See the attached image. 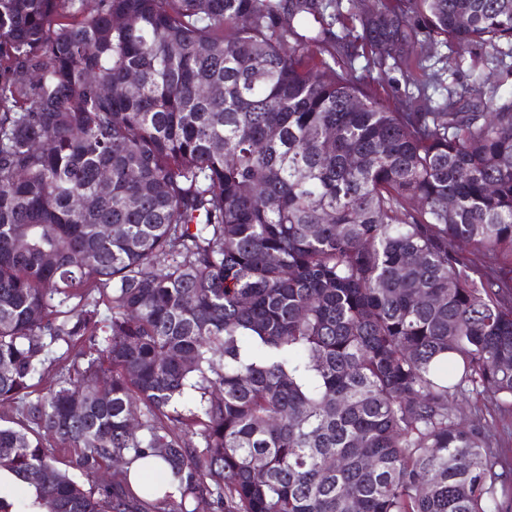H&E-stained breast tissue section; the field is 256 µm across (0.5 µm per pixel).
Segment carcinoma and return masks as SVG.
Listing matches in <instances>:
<instances>
[{
	"mask_svg": "<svg viewBox=\"0 0 512 512\" xmlns=\"http://www.w3.org/2000/svg\"><path fill=\"white\" fill-rule=\"evenodd\" d=\"M342 2L0 0V471L42 512H512L460 407L512 412V69L380 93L436 35L512 57V0ZM147 454L179 500L83 483ZM421 74L422 72L418 71L413 78L408 79L399 71L390 72L384 82L385 91H382L383 97L389 104H392L401 98H405L407 92H415L417 94L416 89L413 87V82L414 80L423 79Z\"/></svg>",
	"mask_w": 512,
	"mask_h": 512,
	"instance_id": "1",
	"label": "carcinoma"
}]
</instances>
